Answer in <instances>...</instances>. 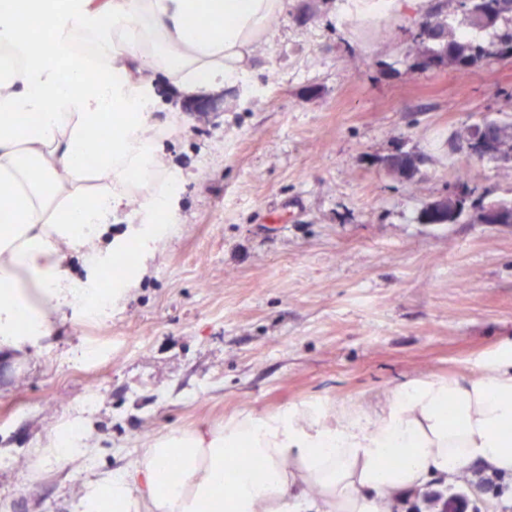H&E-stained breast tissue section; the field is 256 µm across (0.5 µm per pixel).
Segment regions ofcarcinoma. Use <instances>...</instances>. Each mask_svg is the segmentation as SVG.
Listing matches in <instances>:
<instances>
[{"instance_id":"carcinoma-1","label":"carcinoma","mask_w":512,"mask_h":512,"mask_svg":"<svg viewBox=\"0 0 512 512\" xmlns=\"http://www.w3.org/2000/svg\"><path fill=\"white\" fill-rule=\"evenodd\" d=\"M459 7L463 14V22L475 30L494 28L501 21L508 22V26L496 34V41L485 45L467 34H457L454 22L441 14L424 18L419 23V32L416 35V42L426 46L421 65L429 66H451L455 68L460 76L469 74L472 68L476 67L489 57H512V0H458ZM495 127L493 139L495 141L494 153L490 158L494 159L503 155V147L512 141V120L489 119L484 117L473 122L465 132L466 141H471L479 128L485 124ZM474 156L465 153L464 159L460 160L456 175V190L448 194L446 209L437 215L423 208L419 219L424 224H457L463 218L467 202L472 196L473 190L469 184L479 177L472 161Z\"/></svg>"}]
</instances>
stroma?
I'll use <instances>...</instances> for the list:
<instances>
[{"label": "stroma", "instance_id": "1", "mask_svg": "<svg viewBox=\"0 0 512 512\" xmlns=\"http://www.w3.org/2000/svg\"><path fill=\"white\" fill-rule=\"evenodd\" d=\"M345 0H287L245 86L215 111L157 113L179 210L139 285L100 316L58 314L22 362L0 357V512H72L98 474L174 430L301 403L373 408L395 387L472 371L512 336V224H424L481 117L512 118V61L423 67L416 0L373 24ZM408 153L411 180L382 161ZM512 200V156L475 164ZM82 423L95 452L43 464Z\"/></svg>", "mask_w": 512, "mask_h": 512}]
</instances>
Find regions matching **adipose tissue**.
I'll return each instance as SVG.
<instances>
[{
	"label": "adipose tissue",
	"mask_w": 512,
	"mask_h": 512,
	"mask_svg": "<svg viewBox=\"0 0 512 512\" xmlns=\"http://www.w3.org/2000/svg\"><path fill=\"white\" fill-rule=\"evenodd\" d=\"M286 0H0V353L21 361L50 336L63 309L102 314L128 295L146 267L101 292L98 274L128 241L151 253L176 214L175 180L160 166L163 133L154 81L190 99L245 78L254 47ZM29 25L19 30L17 17ZM101 41L97 88L84 72H60L77 29ZM112 139L95 170L82 159L94 137ZM151 223L89 255L86 279L70 255L103 237L132 196ZM405 452L389 466L391 449ZM259 460L258 481L228 459ZM180 480L167 486L170 462ZM481 466L512 475V338L455 378L402 384L371 412L333 414L302 403L278 415L246 412L222 427L151 439L131 468L105 473L73 512H383L387 499Z\"/></svg>",
	"instance_id": "adipose-tissue-1"
}]
</instances>
